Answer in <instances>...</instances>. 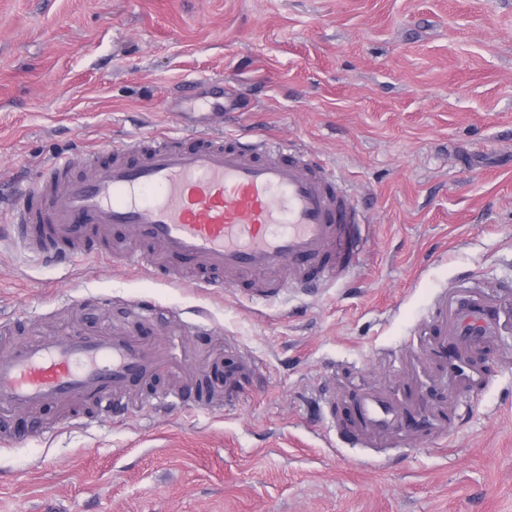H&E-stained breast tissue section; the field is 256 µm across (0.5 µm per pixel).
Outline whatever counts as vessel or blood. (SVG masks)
I'll list each match as a JSON object with an SVG mask.
<instances>
[{"instance_id":"obj_1","label":"vessel or blood","mask_w":512,"mask_h":512,"mask_svg":"<svg viewBox=\"0 0 512 512\" xmlns=\"http://www.w3.org/2000/svg\"><path fill=\"white\" fill-rule=\"evenodd\" d=\"M112 148L110 160L87 155L72 174L69 159L47 166L16 191L11 230L49 263L75 258V246L106 237L112 256L172 273L190 261L237 282L260 278L258 298L289 284L315 281L310 266L335 274L363 252L359 211L335 179L308 154L281 151L217 132L224 112ZM133 228L136 242L115 236ZM488 314L460 309L452 336H490ZM178 358V343H146L110 329L92 335L37 337L0 353V412H31L75 402L119 410L131 382ZM371 433L401 426L392 397L365 393L358 409Z\"/></svg>"}]
</instances>
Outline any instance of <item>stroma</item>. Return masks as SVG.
Here are the masks:
<instances>
[{
    "mask_svg": "<svg viewBox=\"0 0 512 512\" xmlns=\"http://www.w3.org/2000/svg\"><path fill=\"white\" fill-rule=\"evenodd\" d=\"M203 76L236 85L225 134L335 172L362 260L259 300L104 241L52 266L0 235L1 350L183 340L124 413L1 418L0 512H512V0H0V202L57 157L180 130ZM462 302L498 324L485 369L455 375L433 351ZM153 387L190 397L141 405ZM368 391L431 426L357 437Z\"/></svg>",
    "mask_w": 512,
    "mask_h": 512,
    "instance_id": "35a3bbf8",
    "label": "stroma"
}]
</instances>
